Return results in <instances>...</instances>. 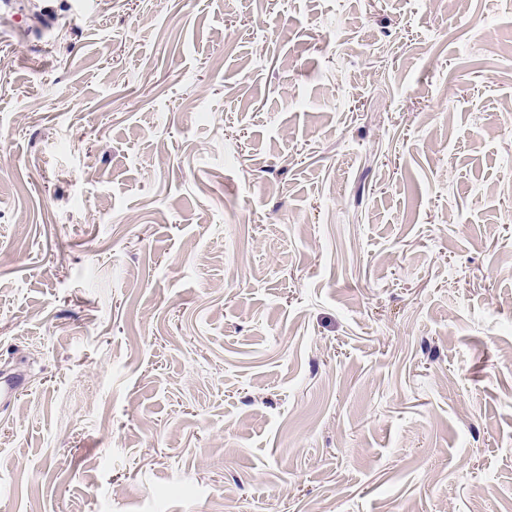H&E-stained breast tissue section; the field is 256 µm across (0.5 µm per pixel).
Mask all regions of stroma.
Returning <instances> with one entry per match:
<instances>
[{
  "mask_svg": "<svg viewBox=\"0 0 512 512\" xmlns=\"http://www.w3.org/2000/svg\"><path fill=\"white\" fill-rule=\"evenodd\" d=\"M0 512H512V0L0 14Z\"/></svg>",
  "mask_w": 512,
  "mask_h": 512,
  "instance_id": "stroma-1",
  "label": "stroma"
}]
</instances>
